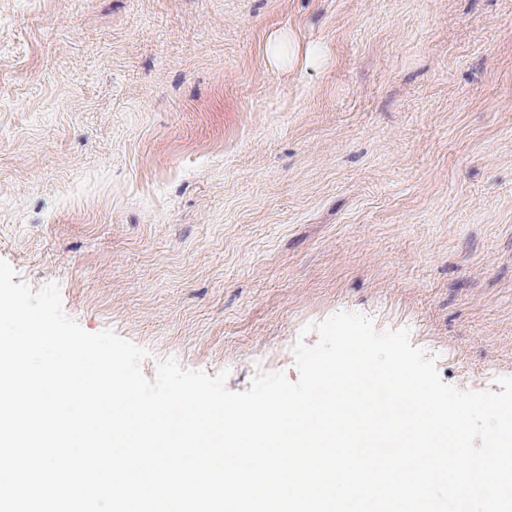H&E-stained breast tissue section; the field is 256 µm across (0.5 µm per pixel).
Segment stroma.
Returning <instances> with one entry per match:
<instances>
[{
  "mask_svg": "<svg viewBox=\"0 0 512 512\" xmlns=\"http://www.w3.org/2000/svg\"><path fill=\"white\" fill-rule=\"evenodd\" d=\"M0 260L249 389L339 311L512 376V0H0Z\"/></svg>",
  "mask_w": 512,
  "mask_h": 512,
  "instance_id": "1",
  "label": "stroma"
}]
</instances>
